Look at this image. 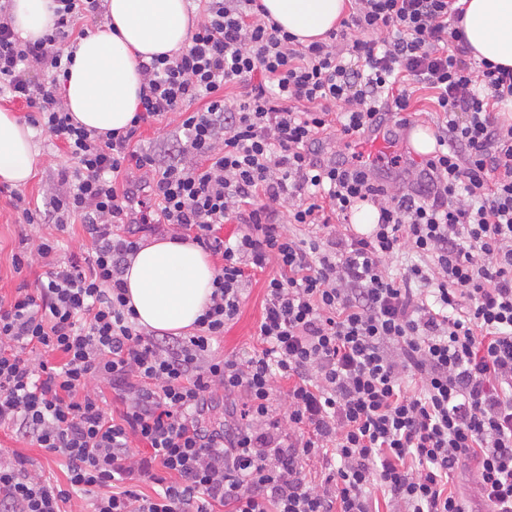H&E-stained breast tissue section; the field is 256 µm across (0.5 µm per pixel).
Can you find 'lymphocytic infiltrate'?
<instances>
[{"label":"lymphocytic infiltrate","mask_w":512,"mask_h":512,"mask_svg":"<svg viewBox=\"0 0 512 512\" xmlns=\"http://www.w3.org/2000/svg\"><path fill=\"white\" fill-rule=\"evenodd\" d=\"M200 2L187 47L140 62L130 128L100 135L74 124L60 90L64 51L102 0H57L34 41L0 0V95L70 160L47 209L16 191L13 205L28 224L78 220L88 241L81 258L60 260L47 237L12 258L41 272L0 298V428L64 457L68 486L0 457V512H61L88 487L102 491L94 512H377L375 488L387 512H473L476 500L512 512V122L499 116L512 69L468 60L456 0H353L327 41L307 45L256 0ZM421 90L440 150L416 183L394 193L364 166L322 158L328 130L363 135ZM170 113L181 118L170 146L139 148L141 125ZM142 193L157 213L135 210ZM366 201L377 224L343 231ZM284 218L322 233L288 234ZM232 220L230 240L220 230ZM156 222L222 260L189 336L144 332L127 306L124 272ZM406 252L417 263L390 276L386 260ZM272 263L259 348L211 357L244 286ZM94 379L120 415L89 393ZM221 396L240 423L215 420ZM470 464L472 498L449 486Z\"/></svg>","instance_id":"obj_1"}]
</instances>
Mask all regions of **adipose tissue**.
Instances as JSON below:
<instances>
[{
	"mask_svg": "<svg viewBox=\"0 0 512 512\" xmlns=\"http://www.w3.org/2000/svg\"><path fill=\"white\" fill-rule=\"evenodd\" d=\"M270 17L302 44L325 40L346 11V0H260ZM474 62L512 68V0H462ZM54 0H13L12 26L33 41L52 26ZM198 18L186 0H107L104 19L73 49L62 106L86 128L126 131L137 111L144 75L138 62L183 47ZM36 161L32 131L0 109V182H27ZM216 270L194 242L156 238L130 260L123 279L139 325L178 334L210 302Z\"/></svg>",
	"mask_w": 512,
	"mask_h": 512,
	"instance_id": "adipose-tissue-1",
	"label": "adipose tissue"
}]
</instances>
